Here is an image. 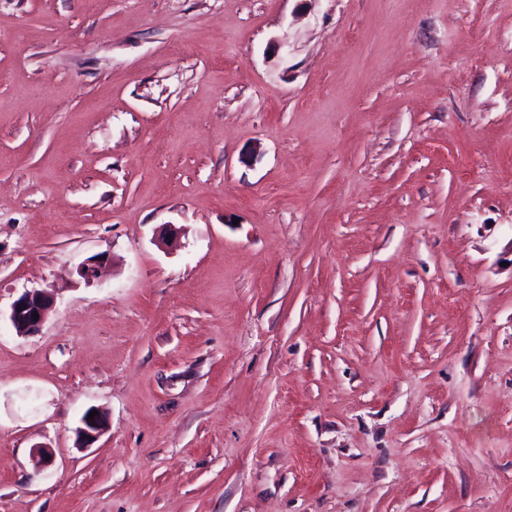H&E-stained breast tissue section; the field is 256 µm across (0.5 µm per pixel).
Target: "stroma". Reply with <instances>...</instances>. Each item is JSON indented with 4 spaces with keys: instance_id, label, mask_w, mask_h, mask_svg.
Wrapping results in <instances>:
<instances>
[{
    "instance_id": "obj_1",
    "label": "stroma",
    "mask_w": 512,
    "mask_h": 512,
    "mask_svg": "<svg viewBox=\"0 0 512 512\" xmlns=\"http://www.w3.org/2000/svg\"><path fill=\"white\" fill-rule=\"evenodd\" d=\"M26 288L0 512H512V0H0ZM54 303V297L45 288L25 289L11 303L9 320L19 336H30L39 332ZM22 306V311H18ZM37 311L38 320L33 318ZM93 410H89L81 419V426L76 429L78 446L89 448L99 440L106 430L105 418L97 412L93 420H87V416Z\"/></svg>"
}]
</instances>
